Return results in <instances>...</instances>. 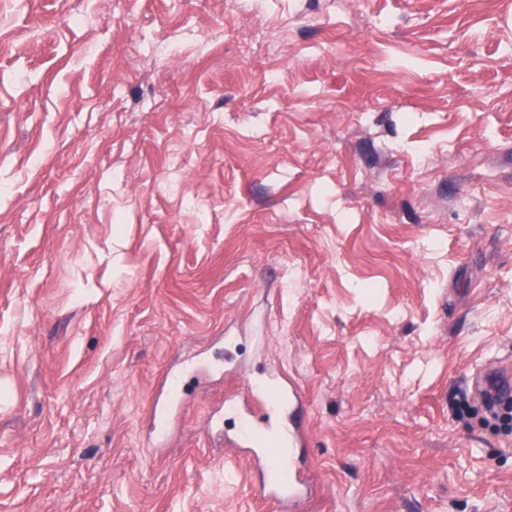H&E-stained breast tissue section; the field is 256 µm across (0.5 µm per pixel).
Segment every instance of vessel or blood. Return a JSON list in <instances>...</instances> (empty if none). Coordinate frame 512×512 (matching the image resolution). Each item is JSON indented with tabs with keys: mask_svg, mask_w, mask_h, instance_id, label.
<instances>
[{
	"mask_svg": "<svg viewBox=\"0 0 512 512\" xmlns=\"http://www.w3.org/2000/svg\"><path fill=\"white\" fill-rule=\"evenodd\" d=\"M474 389L484 397L512 394V368L486 370ZM224 410L238 421L225 434V446L252 450V470L259 475L255 493L280 506H298L306 495V467L300 452L307 446L308 421L298 384L285 377L275 391L264 383H247L242 394L225 399Z\"/></svg>",
	"mask_w": 512,
	"mask_h": 512,
	"instance_id": "vessel-or-blood-1",
	"label": "vessel or blood"
}]
</instances>
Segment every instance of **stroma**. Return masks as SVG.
I'll return each mask as SVG.
<instances>
[{"mask_svg": "<svg viewBox=\"0 0 512 512\" xmlns=\"http://www.w3.org/2000/svg\"><path fill=\"white\" fill-rule=\"evenodd\" d=\"M497 357L512 0H0V512H280L211 425L273 366L300 512H512ZM475 391L485 399L488 394L510 397L512 391L510 364L486 370L474 384Z\"/></svg>", "mask_w": 512, "mask_h": 512, "instance_id": "stroma-1", "label": "stroma"}]
</instances>
